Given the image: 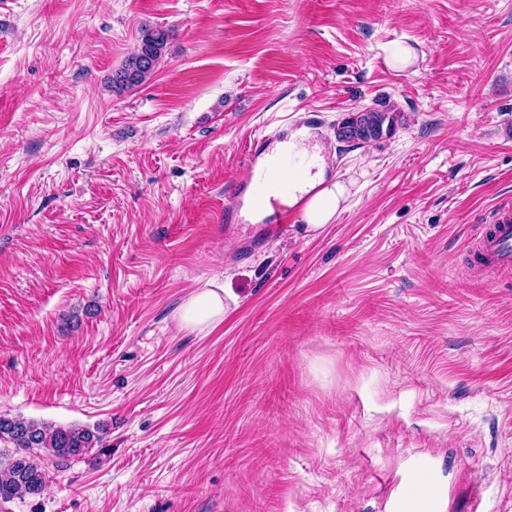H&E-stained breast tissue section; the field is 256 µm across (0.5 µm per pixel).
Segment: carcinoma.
<instances>
[{
	"mask_svg": "<svg viewBox=\"0 0 512 512\" xmlns=\"http://www.w3.org/2000/svg\"><path fill=\"white\" fill-rule=\"evenodd\" d=\"M170 30L146 27L135 50L112 73V92L121 95L147 82L165 55ZM396 118L388 109L347 113L336 129L340 140L370 142L389 134ZM107 426L53 425L22 415L0 413V501L37 497L47 484L45 457L64 463L84 457L104 442Z\"/></svg>",
	"mask_w": 512,
	"mask_h": 512,
	"instance_id": "carcinoma-1",
	"label": "carcinoma"
}]
</instances>
